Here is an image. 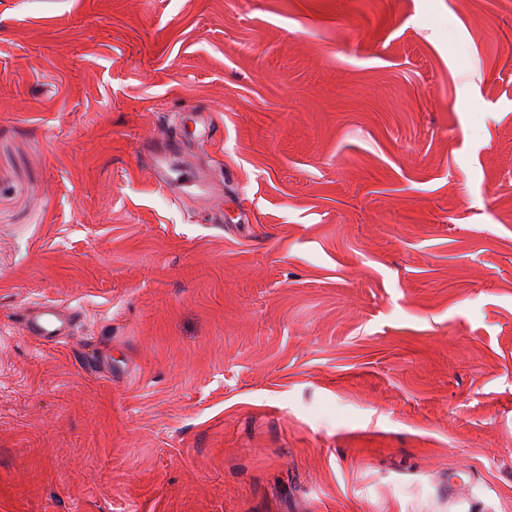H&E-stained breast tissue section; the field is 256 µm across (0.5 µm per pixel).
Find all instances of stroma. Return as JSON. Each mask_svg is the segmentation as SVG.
I'll return each instance as SVG.
<instances>
[{"label": "stroma", "instance_id": "1", "mask_svg": "<svg viewBox=\"0 0 512 512\" xmlns=\"http://www.w3.org/2000/svg\"><path fill=\"white\" fill-rule=\"evenodd\" d=\"M0 512H512V0H0ZM179 143L180 138L177 135L172 136L169 139V147L166 145L156 146L155 150L151 152L146 158V165L148 169L151 170V172L154 174L155 179L161 188L164 184V186H166L169 190H174L175 181L168 175L164 166L163 158L167 154H170V149L176 150V148L179 146ZM73 317L64 314L55 305H41L33 311H27L22 330L35 339L58 343L71 334Z\"/></svg>", "mask_w": 512, "mask_h": 512}]
</instances>
